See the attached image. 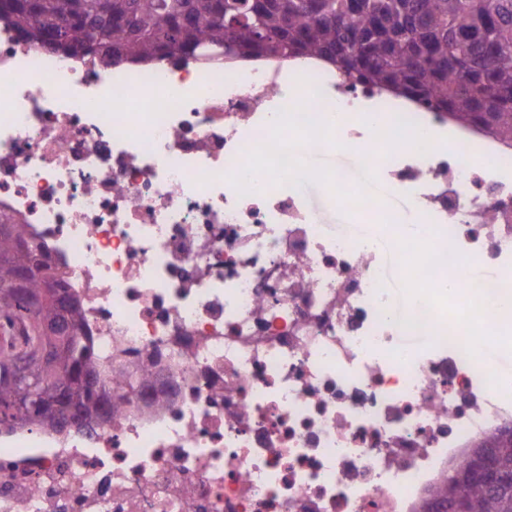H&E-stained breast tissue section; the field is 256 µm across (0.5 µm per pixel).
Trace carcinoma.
I'll return each instance as SVG.
<instances>
[{"instance_id": "1", "label": "carcinoma", "mask_w": 512, "mask_h": 512, "mask_svg": "<svg viewBox=\"0 0 512 512\" xmlns=\"http://www.w3.org/2000/svg\"><path fill=\"white\" fill-rule=\"evenodd\" d=\"M0 0V21L27 41L33 30L53 47L52 33L68 26L72 55L94 56L104 66L145 64L179 53L215 57L322 60L357 81L394 97L422 102L458 122L475 125L512 146V0ZM36 261L48 274L40 248L22 224L0 223V319L21 340H4L0 375L32 344L36 325L63 322L68 340L58 355L64 372L32 365L28 379L44 383L38 399L20 383L0 382V424L54 427L41 401L69 389L65 422L91 418L108 404L98 364L84 337L78 302L32 307L10 288ZM512 472V435L484 452ZM476 463L442 480L434 503L462 500L468 512H512V488L490 489L469 478Z\"/></svg>"}]
</instances>
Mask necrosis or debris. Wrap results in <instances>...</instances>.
Returning a JSON list of instances; mask_svg holds the SVG:
<instances>
[{
  "label": "necrosis or debris",
  "mask_w": 512,
  "mask_h": 512,
  "mask_svg": "<svg viewBox=\"0 0 512 512\" xmlns=\"http://www.w3.org/2000/svg\"><path fill=\"white\" fill-rule=\"evenodd\" d=\"M336 146L413 212L341 188L377 236H326L296 156ZM3 216L78 301L110 403L0 426V512H427L512 431L483 357L512 349V148L446 114L315 61L107 68L0 23ZM399 222L435 229L400 244L401 305L379 274Z\"/></svg>",
  "instance_id": "obj_1"
}]
</instances>
